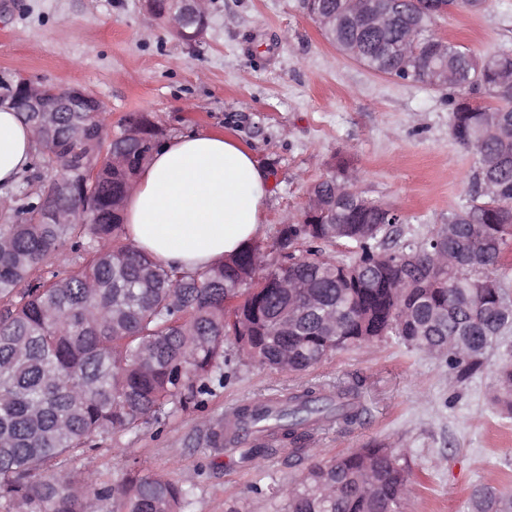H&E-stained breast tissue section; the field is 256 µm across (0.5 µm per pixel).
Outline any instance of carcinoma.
Returning a JSON list of instances; mask_svg holds the SVG:
<instances>
[{
	"label": "carcinoma",
	"mask_w": 512,
	"mask_h": 512,
	"mask_svg": "<svg viewBox=\"0 0 512 512\" xmlns=\"http://www.w3.org/2000/svg\"><path fill=\"white\" fill-rule=\"evenodd\" d=\"M459 0H301L308 16H336L329 42L399 80L448 89L450 137L474 159L471 204L421 243L400 242L392 208L356 187L336 157L310 194L320 212L281 225L280 259L253 243L184 272L124 238V201L163 132L143 112L117 125L104 112L9 110L37 132L33 173L0 196V500L17 512H186L194 485L144 474L132 461L118 484L94 481L100 439L198 405L224 380V338L242 359L303 373L337 350L393 338L443 359L459 380L485 366L512 331V294L499 275L512 242V49L476 57L439 39L435 19ZM413 36V63L397 47ZM456 76L447 85L440 73ZM494 100L479 105L469 94ZM121 153L126 164H99ZM344 243L349 261L324 247ZM413 262L398 265L402 256ZM492 402L512 415V355L495 371ZM354 393L309 386L254 398L213 441L256 434L253 458L334 421L358 419ZM81 461L83 467H68ZM283 512H405L406 452L372 443L321 459L281 486ZM470 512H512V491L486 482Z\"/></svg>",
	"instance_id": "carcinoma-1"
}]
</instances>
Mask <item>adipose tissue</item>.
<instances>
[{"instance_id":"ef3b65f1","label":"adipose tissue","mask_w":512,"mask_h":512,"mask_svg":"<svg viewBox=\"0 0 512 512\" xmlns=\"http://www.w3.org/2000/svg\"><path fill=\"white\" fill-rule=\"evenodd\" d=\"M36 154L32 129L0 111V187ZM271 184L232 136L195 131L162 143L139 172L125 205V238L181 271L212 266L262 234Z\"/></svg>"}]
</instances>
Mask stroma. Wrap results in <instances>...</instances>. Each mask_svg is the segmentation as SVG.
<instances>
[{
	"mask_svg": "<svg viewBox=\"0 0 512 512\" xmlns=\"http://www.w3.org/2000/svg\"><path fill=\"white\" fill-rule=\"evenodd\" d=\"M437 34L485 56L512 48V0L437 18ZM24 76L79 86L110 122L150 113L166 139L207 130L233 136L273 179L260 244L274 250L280 225L297 217L312 183L337 155L359 171L358 189L395 209L404 238L420 239L472 200V156L448 134V94L374 73L339 52L298 0H214L199 44L187 46L149 17L142 0H0V81ZM495 350L484 371L449 381L444 361L391 340L332 354L296 376L241 360L224 341L223 382L198 406L101 440L95 481H122L130 459L173 482L192 477L188 512H279L277 488L299 479L313 450L329 458L370 443L407 452L408 512H470L472 489H512V417L489 400ZM315 384L355 388L356 424L318 429L311 448L284 446L241 462L211 431L242 402Z\"/></svg>",
	"mask_w": 512,
	"mask_h": 512,
	"instance_id": "1",
	"label": "stroma"
}]
</instances>
